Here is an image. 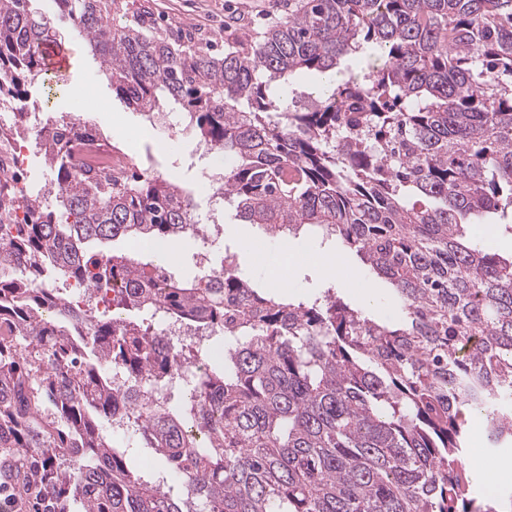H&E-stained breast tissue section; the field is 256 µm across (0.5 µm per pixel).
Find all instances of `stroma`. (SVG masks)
Listing matches in <instances>:
<instances>
[{
  "instance_id": "35a3bbf8",
  "label": "stroma",
  "mask_w": 512,
  "mask_h": 512,
  "mask_svg": "<svg viewBox=\"0 0 512 512\" xmlns=\"http://www.w3.org/2000/svg\"><path fill=\"white\" fill-rule=\"evenodd\" d=\"M129 10L147 9L153 21L159 25L174 24L196 31L213 32L220 44L239 38L258 41L261 33L288 13L287 0H124ZM34 11L48 18L53 40L48 54L64 51L70 56L67 68L59 76L63 84L53 92H46L41 85H34L32 96L39 108L50 114H72L74 118L95 126L113 147L143 159L153 153V171L181 185L189 192L197 206H204L202 167H189V152L198 150L195 134L188 130L168 133L162 120L148 117L129 108L112 92L103 76L100 64L82 43L81 37L59 15L55 0H32ZM132 129L134 135L128 141L116 137L117 128ZM224 228L223 236L214 247L216 263H223L225 255H233L241 275L249 278L257 287H266L267 281L261 264V255L279 251L278 241L270 239L255 224L237 220L232 209H225L219 218ZM467 237L474 240L484 252L505 259L512 257V217L495 215L489 234H482L480 227H466ZM301 251L310 255L309 260L289 265L285 281L286 292L291 300L311 301L319 297L328 286L316 261L323 251L340 254L343 261V283L337 284L339 296L376 322L399 325L406 313L397 301L390 283L369 274L358 257L331 239L322 238L314 231H306L295 238ZM467 467L481 475L485 484L478 490L479 496L489 494L490 487H512V446L490 449L483 434L480 416H472L467 448L463 454Z\"/></svg>"
}]
</instances>
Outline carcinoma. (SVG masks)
<instances>
[{"mask_svg":"<svg viewBox=\"0 0 512 512\" xmlns=\"http://www.w3.org/2000/svg\"><path fill=\"white\" fill-rule=\"evenodd\" d=\"M0 0V101L19 125L48 72V21ZM112 91L150 115L174 104L199 145L232 165L213 190L280 239L335 236L393 286L408 324L389 327L333 289L285 302L229 270L173 276L94 242L186 241L191 195L145 169L83 174L63 115L37 139L53 174L22 224L0 196V512H512L484 500L463 464L469 423L512 443V262L461 242L463 225L512 208V0H299L256 44L218 52L117 0H55ZM372 49L361 77L285 103L298 71L336 72ZM114 293L112 317L72 308L49 275ZM160 313L232 344L178 350L209 367L184 396L131 399L173 364L127 313ZM118 402L152 448L160 484L102 434Z\"/></svg>","mask_w":512,"mask_h":512,"instance_id":"1","label":"carcinoma"}]
</instances>
